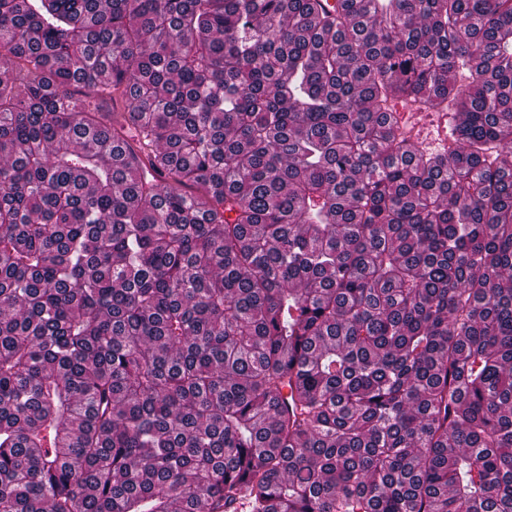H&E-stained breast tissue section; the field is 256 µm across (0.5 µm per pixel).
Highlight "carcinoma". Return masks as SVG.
<instances>
[{"mask_svg": "<svg viewBox=\"0 0 512 512\" xmlns=\"http://www.w3.org/2000/svg\"><path fill=\"white\" fill-rule=\"evenodd\" d=\"M0 55V512H512V0H0ZM397 109L400 113H402L403 117L408 118V121L414 122V130L420 129V136H423L424 133H427L426 141L430 146H442L444 148H448V144L451 142L452 134L454 128L457 123V114L454 112H448V115H445L438 123L437 127V137H435L434 132L431 130V125L426 123L425 121H418L416 112H409V107L406 106L402 108L401 105H397ZM445 120H448V132L447 126H445Z\"/></svg>", "mask_w": 512, "mask_h": 512, "instance_id": "carcinoma-1", "label": "carcinoma"}]
</instances>
